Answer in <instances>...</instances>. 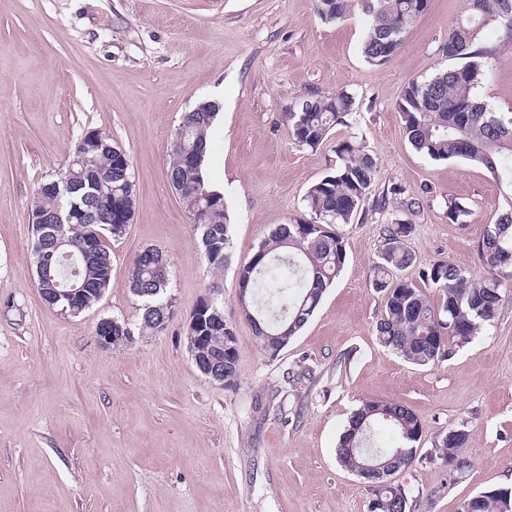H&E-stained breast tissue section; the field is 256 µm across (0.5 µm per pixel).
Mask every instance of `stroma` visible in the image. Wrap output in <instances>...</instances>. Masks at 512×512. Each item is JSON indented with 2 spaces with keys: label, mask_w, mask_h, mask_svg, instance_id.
<instances>
[{
  "label": "stroma",
  "mask_w": 512,
  "mask_h": 512,
  "mask_svg": "<svg viewBox=\"0 0 512 512\" xmlns=\"http://www.w3.org/2000/svg\"><path fill=\"white\" fill-rule=\"evenodd\" d=\"M466 6L430 0L400 52L376 66L360 51L365 15L326 24L313 0H0V512H368L367 484L336 461L364 400L401 403L421 420L418 462L392 477L413 488L415 512H458L467 496L512 489V304L433 366L375 338L384 300L368 279L399 200L381 214L364 203V219L339 226L344 268L277 356L257 346L237 302L239 266L304 215L307 189L351 136L378 161L374 195L394 183L430 189L412 218L407 277L437 260L483 275L478 244L502 203L496 181L467 160L416 152L396 109L409 81L448 67L441 47ZM483 41L496 55L476 96L510 114L512 43L492 26ZM310 89L356 100L314 150L285 119ZM217 94L205 169L232 223L223 298L238 352L233 390L202 376L187 350L211 276L167 180L182 113ZM92 129L129 153L137 205L126 234L107 241L111 288L72 316L36 288L30 200ZM451 195L470 207L468 224L449 223ZM147 247L167 260L173 316L101 348L100 319L136 318L126 283ZM462 423L467 466L452 477L428 455Z\"/></svg>",
  "instance_id": "35a3bbf8"
}]
</instances>
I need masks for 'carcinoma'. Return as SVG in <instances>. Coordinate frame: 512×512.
Segmentation results:
<instances>
[{"label": "carcinoma", "mask_w": 512, "mask_h": 512, "mask_svg": "<svg viewBox=\"0 0 512 512\" xmlns=\"http://www.w3.org/2000/svg\"><path fill=\"white\" fill-rule=\"evenodd\" d=\"M427 8L428 0H315L316 14L325 23L340 22L357 9L368 17L362 53L374 65L397 55L403 35ZM489 25L504 30L512 40V0H468L466 14L448 31L442 46V54L457 64L428 80L408 82L397 103L403 132L418 153L433 161L468 160L505 187V206L478 245L485 268L479 278L444 260L424 266L416 280L400 276L414 263L406 247L412 223L395 218L382 224V244L369 275L370 288L385 301L376 338L417 366L447 360L453 348L471 343L493 326L504 305L512 302V116L488 110L475 95L484 76L483 59L490 54L481 45L482 32ZM354 104L349 93L326 96L310 90L286 113L288 133L298 145L314 149L336 123L351 114ZM217 115L216 111L184 113L179 134L172 140L167 176L185 204L212 273L208 293L198 305L212 299L222 313L220 274L232 244L231 223L224 196L210 189L203 169ZM377 172V160L366 146L354 139L339 143L332 171L306 191L309 218L279 225L240 266L239 314L252 325L265 353L279 354L313 316L339 276L346 251L336 226L351 223L360 213ZM392 196L401 199L409 214L418 213L419 193L397 183L370 198L373 210L385 211ZM33 202L37 203L32 213L35 270L43 262L51 265V277L37 276L40 297L64 313L80 314L112 285L111 254L97 233L107 227L112 237L120 238L134 218L137 193L130 155L108 134L89 130L77 138L63 173L38 184ZM447 215L453 224H466L471 210L450 197ZM60 225L67 244L56 250L53 231ZM73 285L80 290L76 302L58 299V292ZM128 288L138 301L141 330L164 328L170 316L155 310L157 305L171 304L166 298L167 261L161 252L146 247L137 254ZM428 289L438 295L437 302L429 299ZM186 341L187 349L202 358L224 356V389L238 386L236 336L230 323L207 330L188 326ZM377 422L395 432L392 446H375L372 427ZM421 430L420 418L400 403L365 401L352 413L336 455L342 468L369 484L368 512H411L408 488L385 476L366 474L364 469L368 464L411 467ZM469 439L465 424L449 428L434 441L428 460L441 461L452 473L461 471L465 462L460 454ZM477 512H512V491L484 492Z\"/></svg>", "instance_id": "cac0c4a2"}]
</instances>
